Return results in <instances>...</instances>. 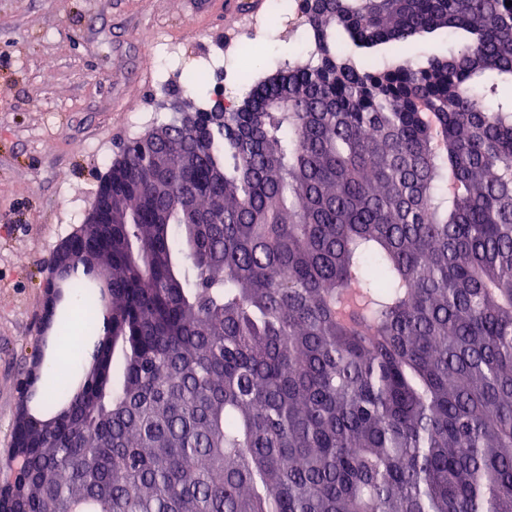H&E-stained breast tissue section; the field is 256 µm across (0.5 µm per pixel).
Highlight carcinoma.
<instances>
[{"instance_id": "1", "label": "carcinoma", "mask_w": 512, "mask_h": 512, "mask_svg": "<svg viewBox=\"0 0 512 512\" xmlns=\"http://www.w3.org/2000/svg\"><path fill=\"white\" fill-rule=\"evenodd\" d=\"M299 2L304 59L208 142L112 163L126 223L70 244L112 324L25 400V512H512V6ZM454 49L453 44L449 41L446 35L441 37L432 38L426 42L413 39L408 43L404 55H398V60H419L423 56L435 54L439 56H448V52Z\"/></svg>"}]
</instances>
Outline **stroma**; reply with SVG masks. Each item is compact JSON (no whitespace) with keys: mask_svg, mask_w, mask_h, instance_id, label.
<instances>
[{"mask_svg":"<svg viewBox=\"0 0 512 512\" xmlns=\"http://www.w3.org/2000/svg\"><path fill=\"white\" fill-rule=\"evenodd\" d=\"M208 0H0V460L13 440L21 384L37 369L40 392L60 388L56 345L39 327L57 247L84 223L117 143L171 119L160 101L201 104L211 83L188 73L222 61L223 95L242 102L238 77L274 74L311 41L254 0L236 14ZM261 55L238 53L252 22ZM153 65H146L148 50Z\"/></svg>","mask_w":512,"mask_h":512,"instance_id":"35a3bbf8","label":"stroma"}]
</instances>
